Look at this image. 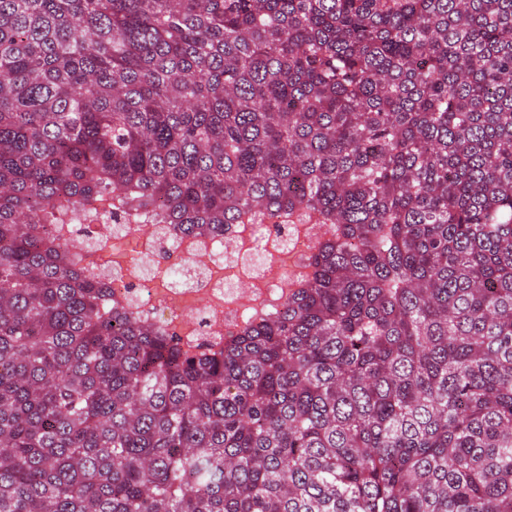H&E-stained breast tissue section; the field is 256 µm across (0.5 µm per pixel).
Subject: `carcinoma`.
<instances>
[{"label": "carcinoma", "mask_w": 512, "mask_h": 512, "mask_svg": "<svg viewBox=\"0 0 512 512\" xmlns=\"http://www.w3.org/2000/svg\"><path fill=\"white\" fill-rule=\"evenodd\" d=\"M258 214L199 354L53 228ZM0 512H512V0H0Z\"/></svg>", "instance_id": "cac0c4a2"}]
</instances>
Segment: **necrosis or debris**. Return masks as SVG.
Returning <instances> with one entry per match:
<instances>
[{
    "label": "necrosis or debris",
    "mask_w": 512,
    "mask_h": 512,
    "mask_svg": "<svg viewBox=\"0 0 512 512\" xmlns=\"http://www.w3.org/2000/svg\"><path fill=\"white\" fill-rule=\"evenodd\" d=\"M62 237L114 305L175 334L184 348L218 347L255 311L282 302L303 272L319 224H232L218 236L171 224H65ZM128 244L113 260L112 244Z\"/></svg>",
    "instance_id": "obj_1"
}]
</instances>
